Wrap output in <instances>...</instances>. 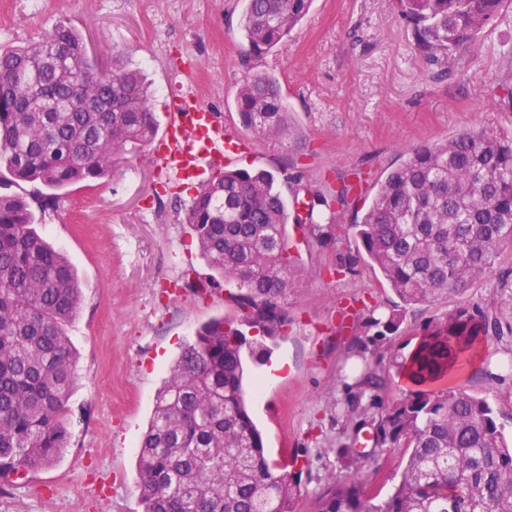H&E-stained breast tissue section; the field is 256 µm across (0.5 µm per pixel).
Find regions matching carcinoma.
<instances>
[{"mask_svg":"<svg viewBox=\"0 0 512 512\" xmlns=\"http://www.w3.org/2000/svg\"><path fill=\"white\" fill-rule=\"evenodd\" d=\"M311 2L245 0L251 50L263 55L287 40ZM399 4L414 52L443 76L497 25L504 0ZM0 73V174L34 186L26 197L0 194V475L23 476L68 447L77 378L64 325L79 308L78 275L36 226L69 186L105 176L127 147L151 143L156 124L141 72L119 54L100 68L81 34L61 22L25 45H0ZM75 97L105 111H71ZM235 104L245 130L298 143L273 74L246 75ZM292 181L294 198L309 195L300 210H289L272 172L220 169L185 212L207 265L242 289L234 301L243 318L267 336L288 331L278 298L294 268L290 219L325 244L352 230L365 263L406 307L466 290L512 244V133L469 129L405 151L348 226L340 217L358 199L353 186L322 189L299 172ZM496 324L460 306L425 328L403 364L420 390L374 421V447L409 449L398 484L374 504L363 486L339 476L312 512H512V448L493 407L460 383L423 389L462 367ZM264 353L226 318L204 324L182 348L137 449L143 512H294L295 473L269 463L245 403L246 359Z\"/></svg>","mask_w":512,"mask_h":512,"instance_id":"1","label":"carcinoma"}]
</instances>
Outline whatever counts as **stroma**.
I'll list each match as a JSON object with an SVG mask.
<instances>
[{
	"mask_svg": "<svg viewBox=\"0 0 512 512\" xmlns=\"http://www.w3.org/2000/svg\"><path fill=\"white\" fill-rule=\"evenodd\" d=\"M242 9V0H0V44L20 45L68 23L101 65L111 66L119 51L143 69L160 122L170 97L188 86L184 74H192L189 86L201 102L248 144L233 168L273 171L291 156L317 185L356 171L376 184L403 151L470 128L512 132V93L499 83L503 51L512 47V8L441 78L414 53L398 0H313L288 41L261 56L241 32ZM254 69L278 77L299 149L240 125L237 84ZM194 194V185L167 181L144 147L127 151L106 178L70 187L46 210L40 234L65 251L81 278L79 309L65 326L78 365L70 444L24 479H0V512H143L136 445L159 388L200 325L242 317L227 290L204 296L191 287L211 273L182 222ZM287 233L297 258L279 299L288 333L245 334L270 354L269 364L251 367L265 387L248 400L266 455L302 465L295 512H310L332 478L344 474L385 499L406 449H385L360 465L349 459L345 435L411 392L401 363L426 325L457 306L492 311L498 326L451 380L489 401L512 436V246L496 271L464 292L406 308L369 266L336 273L358 254L353 238L326 247L299 225L288 224ZM373 310L404 318L389 331L370 321ZM368 368L387 382L373 396L362 391Z\"/></svg>",
	"mask_w": 512,
	"mask_h": 512,
	"instance_id": "1",
	"label": "stroma"
}]
</instances>
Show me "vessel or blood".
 Instances as JSON below:
<instances>
[{
    "label": "vessel or blood",
    "instance_id": "1",
    "mask_svg": "<svg viewBox=\"0 0 512 512\" xmlns=\"http://www.w3.org/2000/svg\"><path fill=\"white\" fill-rule=\"evenodd\" d=\"M244 141L225 133L222 122L188 89L170 99L165 137L152 147L162 172L195 179L204 161L238 154Z\"/></svg>",
    "mask_w": 512,
    "mask_h": 512
}]
</instances>
